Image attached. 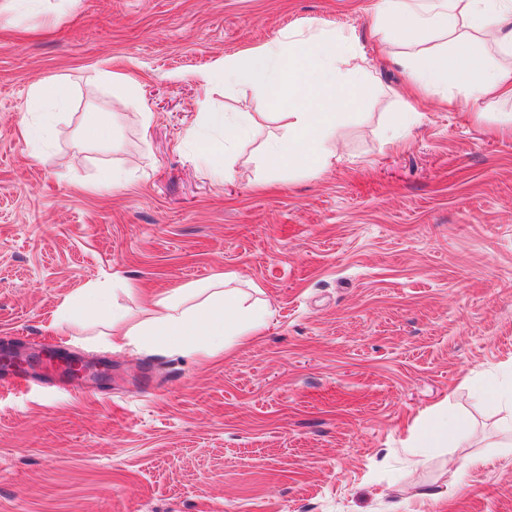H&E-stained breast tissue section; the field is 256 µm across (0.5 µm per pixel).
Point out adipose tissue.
Wrapping results in <instances>:
<instances>
[{
    "mask_svg": "<svg viewBox=\"0 0 512 512\" xmlns=\"http://www.w3.org/2000/svg\"><path fill=\"white\" fill-rule=\"evenodd\" d=\"M374 30L400 33L402 49L393 58L406 68L418 96L450 91L476 104L512 98V0H380ZM425 34L447 39V49L414 55L412 46ZM486 44L492 55L476 56L475 46ZM351 60L348 36L315 30L225 57L203 80L248 86L282 111L288 135L264 148L271 168H324L339 157L337 109L373 93L368 81L346 82ZM216 129L225 138L239 133L221 112L206 113L204 123L189 132L202 158L215 166L224 154L223 140L212 136ZM79 313L109 320L112 338L124 344L202 359L257 335L271 315L264 300H246L230 286L211 289L202 298L178 287L152 296L144 319L134 323L113 304L109 289L97 286L66 296L51 325L60 327Z\"/></svg>",
    "mask_w": 512,
    "mask_h": 512,
    "instance_id": "1",
    "label": "adipose tissue"
}]
</instances>
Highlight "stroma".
Wrapping results in <instances>:
<instances>
[{"mask_svg": "<svg viewBox=\"0 0 512 512\" xmlns=\"http://www.w3.org/2000/svg\"><path fill=\"white\" fill-rule=\"evenodd\" d=\"M378 2L48 0L0 22V343L110 364L92 392L41 362L46 380L0 389V512H512V435L476 395L512 392V104L417 100ZM311 28L350 37L376 94L346 107L340 161L272 169L283 121L202 77ZM101 70L136 75L149 125L113 111L116 80L88 92ZM37 81L70 93L39 146ZM208 112L257 122L221 180L187 136ZM397 112L414 119L391 129ZM92 114L111 142L87 137ZM229 271L271 316L214 360L46 328L92 282L136 322L147 296ZM436 407L464 444L409 447Z\"/></svg>", "mask_w": 512, "mask_h": 512, "instance_id": "35a3bbf8", "label": "stroma"}]
</instances>
